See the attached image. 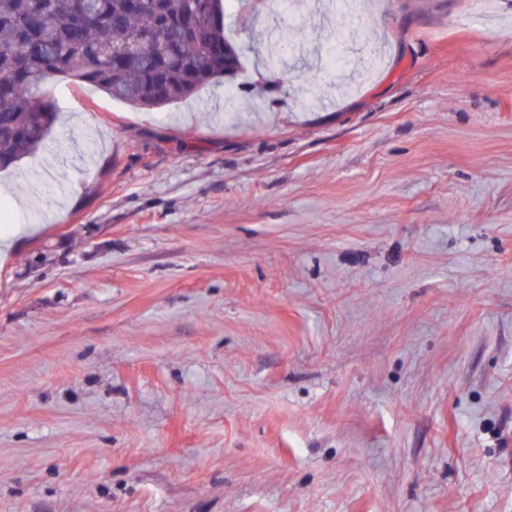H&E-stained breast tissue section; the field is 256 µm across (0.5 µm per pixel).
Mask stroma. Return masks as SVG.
<instances>
[{
    "mask_svg": "<svg viewBox=\"0 0 512 512\" xmlns=\"http://www.w3.org/2000/svg\"><path fill=\"white\" fill-rule=\"evenodd\" d=\"M353 2L229 11L231 97L47 87L0 512H512V0Z\"/></svg>",
    "mask_w": 512,
    "mask_h": 512,
    "instance_id": "stroma-1",
    "label": "stroma"
}]
</instances>
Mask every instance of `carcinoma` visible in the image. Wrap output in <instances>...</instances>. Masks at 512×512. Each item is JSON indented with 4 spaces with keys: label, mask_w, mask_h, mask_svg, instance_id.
Here are the masks:
<instances>
[{
    "label": "carcinoma",
    "mask_w": 512,
    "mask_h": 512,
    "mask_svg": "<svg viewBox=\"0 0 512 512\" xmlns=\"http://www.w3.org/2000/svg\"><path fill=\"white\" fill-rule=\"evenodd\" d=\"M223 0H0V169L37 152L58 77L132 107L195 95L241 67Z\"/></svg>",
    "instance_id": "carcinoma-1"
}]
</instances>
